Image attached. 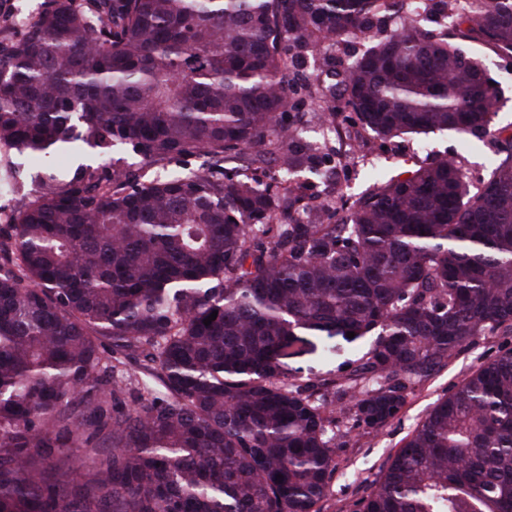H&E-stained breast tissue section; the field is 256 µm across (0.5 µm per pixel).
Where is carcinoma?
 <instances>
[{
    "label": "carcinoma",
    "instance_id": "obj_1",
    "mask_svg": "<svg viewBox=\"0 0 512 512\" xmlns=\"http://www.w3.org/2000/svg\"><path fill=\"white\" fill-rule=\"evenodd\" d=\"M438 2L439 33L422 0H51L0 41L3 184L26 199L0 226V512H320L335 410L375 434L512 333V135L463 46L512 57V0ZM348 38L374 42L339 85L297 82ZM306 101L333 132L349 113L351 150L353 129L488 136L490 171L472 190L461 160L376 168L372 192L310 207L298 174L343 165L285 123ZM310 336L369 346L301 383L286 359ZM356 512H512V349L431 407Z\"/></svg>",
    "mask_w": 512,
    "mask_h": 512
}]
</instances>
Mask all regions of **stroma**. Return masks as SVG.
Instances as JSON below:
<instances>
[{
    "label": "stroma",
    "instance_id": "35a3bbf8",
    "mask_svg": "<svg viewBox=\"0 0 512 512\" xmlns=\"http://www.w3.org/2000/svg\"><path fill=\"white\" fill-rule=\"evenodd\" d=\"M487 72L500 92L495 128H512V57L498 58ZM371 152L382 155L392 175L407 177L419 165L436 159L464 157L471 182H478L488 172L491 154L481 142H463L453 134L435 132L416 139H397L388 144L372 140ZM366 176V164L357 156L347 159V167L338 177H324L314 181L316 194L359 195L371 189ZM512 349V335L482 336L458 354L449 358L447 365L430 380L417 386L409 395L400 416L378 435L368 436L361 430H352L344 446L336 450V472L321 512H354L357 502L366 496L381 479L395 453L407 436L420 424L428 410L440 398L448 395L469 373L499 353Z\"/></svg>",
    "mask_w": 512,
    "mask_h": 512
}]
</instances>
